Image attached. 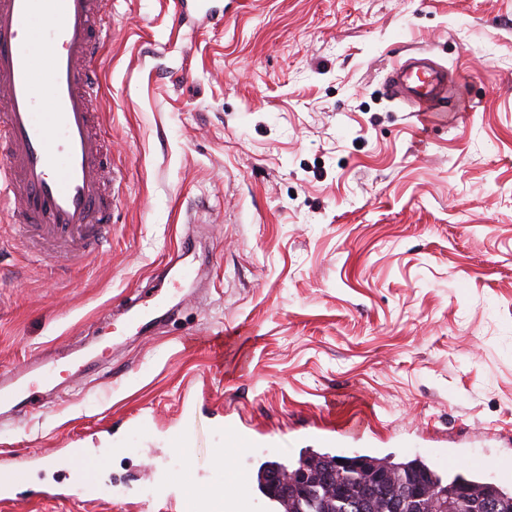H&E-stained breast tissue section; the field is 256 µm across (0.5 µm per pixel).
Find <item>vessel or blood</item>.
I'll return each instance as SVG.
<instances>
[{"label": "vessel or blood", "mask_w": 512, "mask_h": 512, "mask_svg": "<svg viewBox=\"0 0 512 512\" xmlns=\"http://www.w3.org/2000/svg\"><path fill=\"white\" fill-rule=\"evenodd\" d=\"M105 0H0V209L17 244L57 265L88 256L112 233V156L98 133ZM393 99L419 115L451 97L448 72L433 62L395 65ZM236 454L260 447L251 434L224 426ZM248 471L234 483L201 488L193 512H252Z\"/></svg>", "instance_id": "1"}]
</instances>
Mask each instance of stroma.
I'll return each instance as SVG.
<instances>
[{
  "label": "stroma",
  "instance_id": "35a3bbf8",
  "mask_svg": "<svg viewBox=\"0 0 512 512\" xmlns=\"http://www.w3.org/2000/svg\"><path fill=\"white\" fill-rule=\"evenodd\" d=\"M107 2L112 237L65 272L0 238V377L53 351L43 408H0V470L27 464L5 512H175L228 421L272 442L252 473L512 457V0H223L218 27ZM417 53L457 89L434 125L386 92Z\"/></svg>",
  "mask_w": 512,
  "mask_h": 512
}]
</instances>
